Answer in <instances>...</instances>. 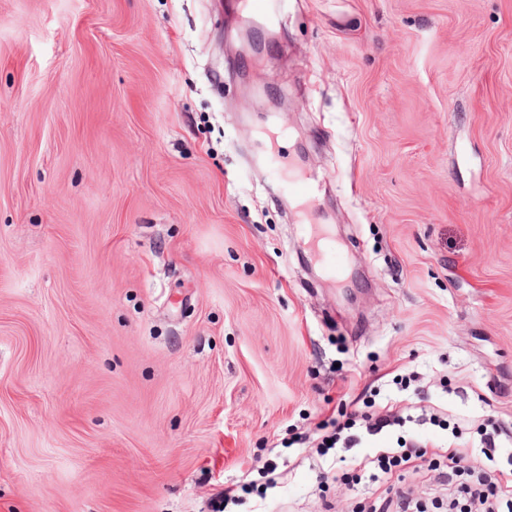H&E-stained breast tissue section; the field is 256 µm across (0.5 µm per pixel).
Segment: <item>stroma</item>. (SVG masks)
<instances>
[{"label": "stroma", "mask_w": 512, "mask_h": 512, "mask_svg": "<svg viewBox=\"0 0 512 512\" xmlns=\"http://www.w3.org/2000/svg\"><path fill=\"white\" fill-rule=\"evenodd\" d=\"M372 391L449 423L319 456ZM457 421L512 467V0H0V512H445ZM278 133L266 135L268 141V170L279 179L282 190L290 197L301 202L305 207V219H302V229L309 238L310 245L317 258L322 263L327 274L338 281L344 269V257L336 248L331 237V231L326 224H319L315 217L314 203L318 194V186L310 177L289 171L278 149L277 138L285 135L280 129Z\"/></svg>", "instance_id": "1"}]
</instances>
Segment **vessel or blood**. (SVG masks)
<instances>
[{
  "instance_id": "1",
  "label": "vessel or blood",
  "mask_w": 512,
  "mask_h": 512,
  "mask_svg": "<svg viewBox=\"0 0 512 512\" xmlns=\"http://www.w3.org/2000/svg\"><path fill=\"white\" fill-rule=\"evenodd\" d=\"M277 133H270L268 141V170L279 179L285 193L301 202L305 208L302 227L309 238L310 245L332 279H340L344 269V257L337 249L327 225L318 223L315 217L314 203L318 187L313 179L287 169L278 149Z\"/></svg>"
}]
</instances>
